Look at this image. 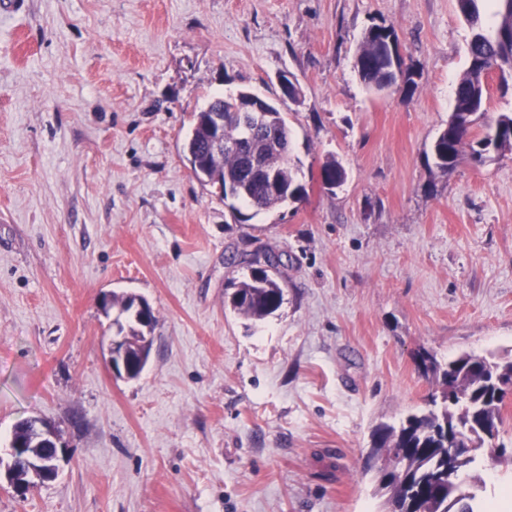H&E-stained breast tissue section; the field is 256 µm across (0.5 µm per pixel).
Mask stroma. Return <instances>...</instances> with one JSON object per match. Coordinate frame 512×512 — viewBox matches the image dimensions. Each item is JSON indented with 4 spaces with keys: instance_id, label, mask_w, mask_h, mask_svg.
Masks as SVG:
<instances>
[{
    "instance_id": "stroma-1",
    "label": "stroma",
    "mask_w": 512,
    "mask_h": 512,
    "mask_svg": "<svg viewBox=\"0 0 512 512\" xmlns=\"http://www.w3.org/2000/svg\"><path fill=\"white\" fill-rule=\"evenodd\" d=\"M393 28L408 90H368L363 34ZM471 30L456 0H26L0 12V450L56 425L55 480L0 512H384L373 430L422 408V352L512 357V152L438 172ZM299 82L291 100L281 71ZM288 123L339 188L236 223L183 143L212 95ZM282 256V307L224 303L232 255ZM153 307L140 378L116 311ZM125 327L123 324L119 327L116 325V333L115 336H112V340L109 347V362L112 367L113 374L124 380L130 381V373L127 368V347L125 343V337L123 335V331Z\"/></svg>"
}]
</instances>
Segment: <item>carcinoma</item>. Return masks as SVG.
<instances>
[{
    "label": "carcinoma",
    "mask_w": 512,
    "mask_h": 512,
    "mask_svg": "<svg viewBox=\"0 0 512 512\" xmlns=\"http://www.w3.org/2000/svg\"><path fill=\"white\" fill-rule=\"evenodd\" d=\"M496 28L507 33L512 30V0H495ZM472 30L469 44V64L455 87V104L448 117V127L442 129L430 148L435 168L448 174L466 159L482 163L492 154L500 155L512 150V115L502 114L495 125L487 126L479 138L472 137L469 125L476 124L484 111L485 96L480 88V73L512 71V41H501L496 32L485 29L477 0H466L461 11ZM398 45L391 28H369L359 44L355 68L364 85L376 92L403 84H412V72L404 66L402 56L392 61L390 45ZM208 113H193L190 131L184 149H200L210 136ZM224 138L252 142L260 147L262 158L270 161L276 171L281 191L268 190L265 180L250 172L237 155L226 154L216 160L202 153L200 160L208 170L203 177L198 170L193 174L202 182L218 190L226 198L224 187L236 184L240 187L237 200L253 210L246 214L239 208L240 221L247 222L260 211L270 210L288 200L298 201L306 196V186L298 178V166L294 159L285 157L286 147L291 145L288 123L279 118L276 127H264L249 132L229 118L224 122ZM347 174L342 164L331 158L323 163L317 181L324 184H344ZM277 255L267 252L242 258L239 264L248 271L245 279L230 282L233 292L228 296L231 308L251 320H264L274 314L284 302V289L276 277ZM136 299L130 295H112L111 307L127 315L131 342L128 354L138 360L141 353H150L152 340L150 328L156 323L155 314L147 322L133 317L131 308ZM423 375H432L436 389L427 399L428 409L411 414L399 424L382 425L371 434L368 461L376 468L377 489L388 495L390 512H477V495L468 490V472L478 464V454L464 459L448 458V448L458 435H466L480 450L490 445L488 462L511 464L512 455H506V446H493L503 425L501 408L504 395L500 394L495 378L512 379V360H501L494 354L477 355L462 353L444 363L434 355L423 352L419 357ZM18 438L27 442V458L14 464L15 476L29 479L30 467L45 458L49 449L36 439L32 427L21 423L15 428Z\"/></svg>",
    "instance_id": "cac0c4a2"
}]
</instances>
